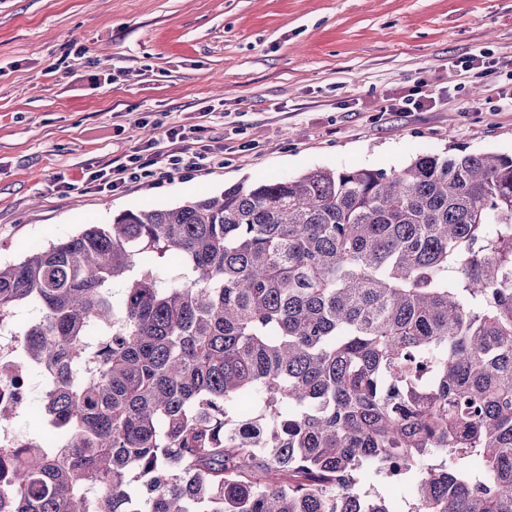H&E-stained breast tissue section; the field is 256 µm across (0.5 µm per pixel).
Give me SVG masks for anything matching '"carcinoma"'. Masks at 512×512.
<instances>
[{
	"label": "carcinoma",
	"mask_w": 512,
	"mask_h": 512,
	"mask_svg": "<svg viewBox=\"0 0 512 512\" xmlns=\"http://www.w3.org/2000/svg\"><path fill=\"white\" fill-rule=\"evenodd\" d=\"M3 329L53 385L0 512H512V154L123 211L0 262Z\"/></svg>",
	"instance_id": "1"
}]
</instances>
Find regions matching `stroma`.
Segmentation results:
<instances>
[{"label":"stroma","instance_id":"1","mask_svg":"<svg viewBox=\"0 0 512 512\" xmlns=\"http://www.w3.org/2000/svg\"><path fill=\"white\" fill-rule=\"evenodd\" d=\"M481 51L512 59V0H0V262L241 181L512 154V112L484 107L512 84L459 76ZM420 82L432 108L388 111ZM179 124L223 141V168L85 189Z\"/></svg>","mask_w":512,"mask_h":512}]
</instances>
